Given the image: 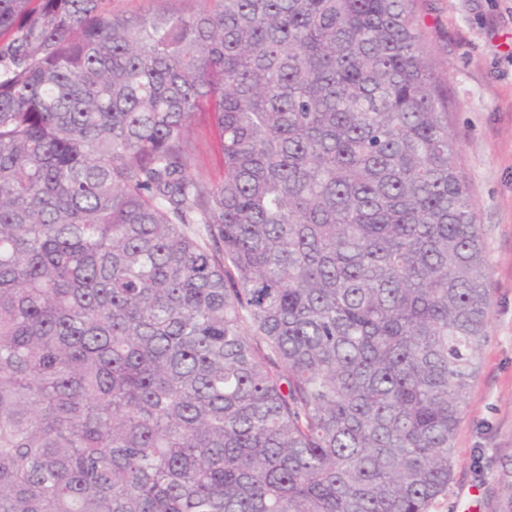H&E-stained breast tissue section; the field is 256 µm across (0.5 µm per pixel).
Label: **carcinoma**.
Returning a JSON list of instances; mask_svg holds the SVG:
<instances>
[{"label":"carcinoma","mask_w":512,"mask_h":512,"mask_svg":"<svg viewBox=\"0 0 512 512\" xmlns=\"http://www.w3.org/2000/svg\"><path fill=\"white\" fill-rule=\"evenodd\" d=\"M110 2L0 0V512H429L491 293L410 0ZM201 2L186 0H112V11L126 15H138L158 10L200 8ZM196 132L200 139L204 172L211 180L219 182L222 180L224 173L219 161L217 136L210 125L207 115L201 114L197 117Z\"/></svg>","instance_id":"carcinoma-1"}]
</instances>
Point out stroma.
Masks as SVG:
<instances>
[{
    "instance_id": "stroma-1",
    "label": "stroma",
    "mask_w": 512,
    "mask_h": 512,
    "mask_svg": "<svg viewBox=\"0 0 512 512\" xmlns=\"http://www.w3.org/2000/svg\"><path fill=\"white\" fill-rule=\"evenodd\" d=\"M421 46L448 91V127L486 243L488 340L456 430V466L430 512H491L512 454V0H412Z\"/></svg>"
}]
</instances>
